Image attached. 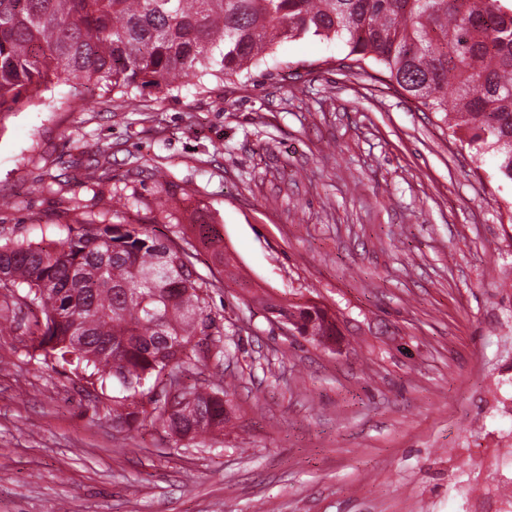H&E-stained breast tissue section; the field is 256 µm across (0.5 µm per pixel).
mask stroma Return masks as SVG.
I'll return each instance as SVG.
<instances>
[{
    "label": "stroma",
    "mask_w": 512,
    "mask_h": 512,
    "mask_svg": "<svg viewBox=\"0 0 512 512\" xmlns=\"http://www.w3.org/2000/svg\"><path fill=\"white\" fill-rule=\"evenodd\" d=\"M343 39L275 44L247 74L159 93L61 82L0 118V233L64 238L73 204L150 223L169 189L192 239L215 224L228 264L197 247L224 331L186 384L221 386L223 435L182 447L114 420L112 386L34 361L0 335V512H464L457 484L495 479L483 447L512 419V184L442 115L355 64ZM314 301L335 343L288 334L261 297Z\"/></svg>",
    "instance_id": "stroma-1"
}]
</instances>
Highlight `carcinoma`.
Here are the masks:
<instances>
[{"instance_id": "obj_1", "label": "carcinoma", "mask_w": 512, "mask_h": 512, "mask_svg": "<svg viewBox=\"0 0 512 512\" xmlns=\"http://www.w3.org/2000/svg\"><path fill=\"white\" fill-rule=\"evenodd\" d=\"M343 37L355 60L381 64L391 81L475 154L497 158L512 183V0H0V115L22 97L75 79L125 92H168L185 78L248 70L275 43L301 36ZM46 246L0 242V333L21 328L18 312L40 309L34 350L74 359L119 386L116 419L152 383L150 421L188 445L224 430L220 390L185 385L189 347L210 338L224 356V332L209 309L212 284L195 275L192 249L224 257L212 224L195 242L163 240L143 224L78 216ZM152 223L172 213L159 196ZM300 336L327 344L336 320L315 303L286 306Z\"/></svg>"}]
</instances>
